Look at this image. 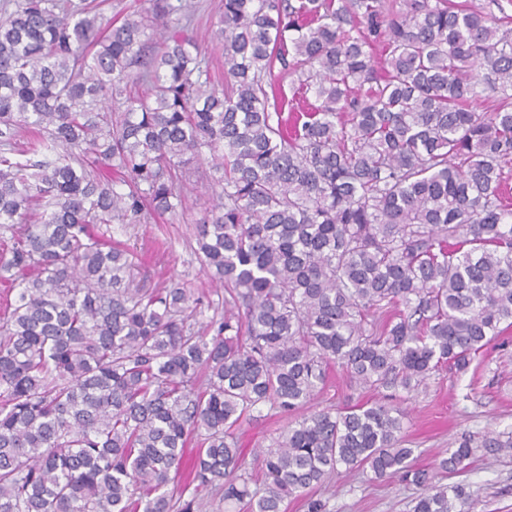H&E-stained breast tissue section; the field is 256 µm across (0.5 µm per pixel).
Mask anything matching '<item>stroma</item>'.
Returning <instances> with one entry per match:
<instances>
[{
	"instance_id": "obj_1",
	"label": "stroma",
	"mask_w": 512,
	"mask_h": 512,
	"mask_svg": "<svg viewBox=\"0 0 512 512\" xmlns=\"http://www.w3.org/2000/svg\"><path fill=\"white\" fill-rule=\"evenodd\" d=\"M187 4L181 29L209 47L212 71L223 76L224 58L213 46L222 0H187ZM190 168L191 181L179 186L184 198L182 211L147 215L136 224H107L103 230L113 244L130 250L139 284L164 288L176 282L193 296L214 300L223 296L224 290L213 283L197 258L196 223L220 188L211 179L207 160L194 161ZM377 398V393L351 384L346 372L336 365L306 410H340ZM396 404L404 412L403 445L412 449L415 465L428 470L434 469L461 434L490 428L512 431V334L505 336L503 345L477 356L467 371L435 372L425 391L400 395ZM290 422V416L265 406L239 422L235 434L244 448L249 472L260 475L256 449L269 447ZM449 481L464 485L471 493L473 512H512V456L495 458L477 450L468 468L450 476ZM417 493L415 486L378 479L368 471H341L312 489L309 497L326 501L330 512H410Z\"/></svg>"
}]
</instances>
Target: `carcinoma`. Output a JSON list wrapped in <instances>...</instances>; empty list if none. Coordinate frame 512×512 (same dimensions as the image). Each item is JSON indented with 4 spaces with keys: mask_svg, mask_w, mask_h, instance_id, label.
I'll return each mask as SVG.
<instances>
[{
    "mask_svg": "<svg viewBox=\"0 0 512 512\" xmlns=\"http://www.w3.org/2000/svg\"><path fill=\"white\" fill-rule=\"evenodd\" d=\"M0 8V512H206L203 490L286 512L340 467L418 487L413 512H471L414 465L381 400L300 416L256 454L253 490L233 429L259 406L300 412L332 363L393 397L512 328L508 17L224 0L219 84L180 30L145 55L146 10ZM481 87L491 112L472 109ZM205 154L221 194L196 253L226 297L196 329L213 302L130 287L129 252L94 226L175 213ZM456 444L439 473L511 454L512 432Z\"/></svg>",
    "mask_w": 512,
    "mask_h": 512,
    "instance_id": "obj_1",
    "label": "carcinoma"
}]
</instances>
